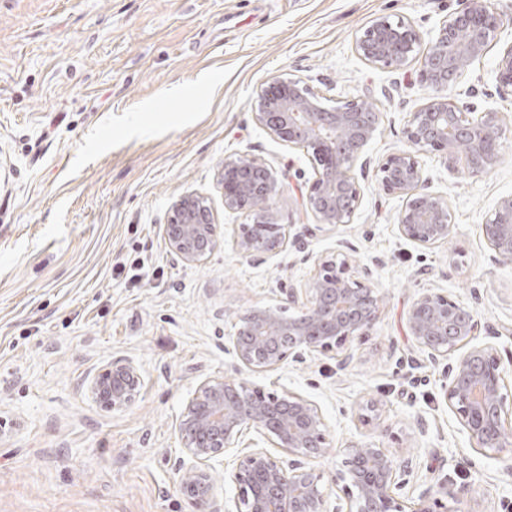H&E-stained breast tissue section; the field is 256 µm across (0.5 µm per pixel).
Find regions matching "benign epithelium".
Listing matches in <instances>:
<instances>
[{
	"label": "benign epithelium",
	"mask_w": 512,
	"mask_h": 512,
	"mask_svg": "<svg viewBox=\"0 0 512 512\" xmlns=\"http://www.w3.org/2000/svg\"><path fill=\"white\" fill-rule=\"evenodd\" d=\"M505 26L495 0H463L447 17L428 48L411 22L381 15L356 37V53L369 65L400 70L419 64L421 80L431 88L428 101L413 112L404 135L407 148L389 154L378 165L383 190L403 199L397 216L399 235L430 247L452 232L447 204L424 191L420 154L437 151L448 172L472 180L483 178L502 160V113L474 112L454 94L472 67L497 45ZM494 94L512 98V43L500 49ZM255 120L277 140L304 150L314 178L306 206L318 223L340 226L353 219L360 190L352 174L360 165L369 172L368 148L378 113L359 96L328 108L312 88L297 78L276 77L258 94ZM219 182L224 209L254 216L239 227L234 239L244 256L277 254L289 245V230L268 221L264 204L276 191L274 171L249 155L224 159ZM164 237L172 256L195 264L217 245L213 213L198 195L180 197L172 207ZM482 233L498 264L512 265V195L499 199L482 224ZM295 309L285 317L284 309ZM380 295L372 285L354 278L350 256L343 252L320 256L313 277L292 287L276 308L253 306L240 317L227 350L240 370L263 373L286 362L301 363L311 354L342 353L339 367L350 365L348 347L370 333L380 318ZM410 335L434 363H444L448 386L445 400L459 416L475 450L489 458L512 451V407L503 393L506 364L495 347L477 342L478 311L437 292H424L407 314ZM455 356L448 364V356ZM143 377L123 359L90 382V393L101 406L122 410L140 395ZM254 430L269 444L241 446L240 438ZM187 459L180 460V490L195 512H223L214 497L211 461L235 453L234 480L239 488L234 512H405L395 490L406 484L408 467L381 449L364 444L348 448L344 468L336 475L344 500L328 507L322 476L310 461L328 449L326 424L315 403L297 393L278 395L263 388L211 379L203 382L187 403L178 425ZM288 451L285 461L271 452ZM464 486L440 483L413 501L410 512H462L468 498Z\"/></svg>",
	"instance_id": "obj_1"
}]
</instances>
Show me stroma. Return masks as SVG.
<instances>
[{
	"label": "stroma",
	"mask_w": 512,
	"mask_h": 512,
	"mask_svg": "<svg viewBox=\"0 0 512 512\" xmlns=\"http://www.w3.org/2000/svg\"><path fill=\"white\" fill-rule=\"evenodd\" d=\"M460 0H0V512H193L178 486L181 414L208 379L295 392L321 409L328 452L315 468L329 496L349 446L407 462L399 502L446 480L468 487L472 512H512V456L473 450L444 399L442 365L406 328L413 300L440 292L475 308L512 352V268L498 265L481 226L512 194V100L493 96L496 52L463 79L478 110L506 116L503 161L481 180L423 154L426 190L448 206V241L401 238L402 198L375 174L359 181L352 223L319 224L305 209L307 154L258 125V93L277 76L308 83L327 105L372 99L381 121L373 161L406 148L404 129L429 98L418 65H368L357 33L401 15L430 42ZM256 156L277 174L269 220L301 246L253 260L224 208L225 157ZM206 197L218 245L197 264L173 259L163 236L181 195ZM352 247L382 298L354 358L314 355L263 374L239 370L224 346L238 314L278 304L316 259ZM140 265L139 279L127 268ZM144 385L111 411L87 381L113 359ZM373 423L359 419L367 400Z\"/></svg>",
	"instance_id": "obj_1"
}]
</instances>
